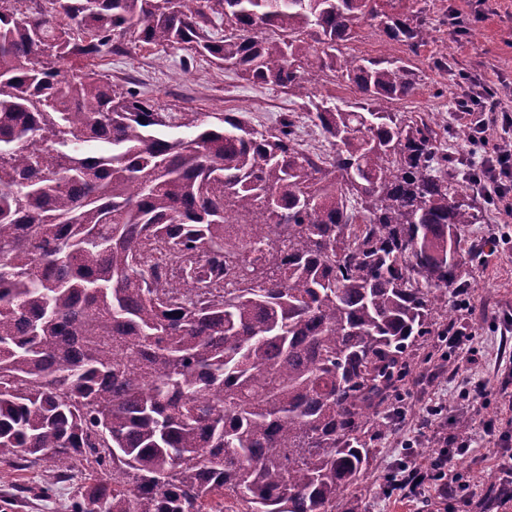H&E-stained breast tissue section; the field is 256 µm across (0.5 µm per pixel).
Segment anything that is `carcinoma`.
I'll use <instances>...</instances> for the list:
<instances>
[{"label": "carcinoma", "mask_w": 512, "mask_h": 512, "mask_svg": "<svg viewBox=\"0 0 512 512\" xmlns=\"http://www.w3.org/2000/svg\"><path fill=\"white\" fill-rule=\"evenodd\" d=\"M88 2L0 0V464L55 474L10 501L77 478L70 512H355L378 408L471 287L479 211L390 109L416 74L344 51L375 0ZM151 46L287 90L331 151L292 112L175 124L88 62ZM338 72L360 100L308 88Z\"/></svg>", "instance_id": "cac0c4a2"}]
</instances>
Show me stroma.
<instances>
[{
  "instance_id": "stroma-1",
  "label": "stroma",
  "mask_w": 512,
  "mask_h": 512,
  "mask_svg": "<svg viewBox=\"0 0 512 512\" xmlns=\"http://www.w3.org/2000/svg\"><path fill=\"white\" fill-rule=\"evenodd\" d=\"M382 11L420 13L430 27L427 46L411 53L407 46L389 40L378 20H362L347 51L366 58L408 61L420 76L416 93L394 102L392 109L406 116L433 118L438 142L450 158L449 176L455 177L463 161H480L471 153L470 119L454 104L473 85L494 87L503 107L512 110V0H379ZM97 69L114 81L129 85L174 116L185 112H235L257 129L274 126L280 115L294 111L287 94L270 85L241 80L234 71L221 69L186 50L156 47L128 56L102 53L93 59ZM459 196H472L466 183L457 181ZM512 235L498 209L484 210L480 223L462 233L471 287L469 304L459 307L449 295L448 307L456 328L474 338L478 350L468 369L442 371L447 349L439 337L419 339L409 355L407 375L398 384L403 395L402 413L391 416L383 433L375 437L364 480L353 490L356 512H414L413 503L387 498L378 487L402 458L406 441L422 443L430 457L444 437L456 436L458 419H469L471 451L456 459L462 476L473 475L477 487L464 512H512L498 506L496 492L502 473L501 455H512V408L502 404L501 392L512 394V244L498 243ZM484 383L486 399L473 401L464 393ZM443 403L440 415L428 408Z\"/></svg>"
}]
</instances>
